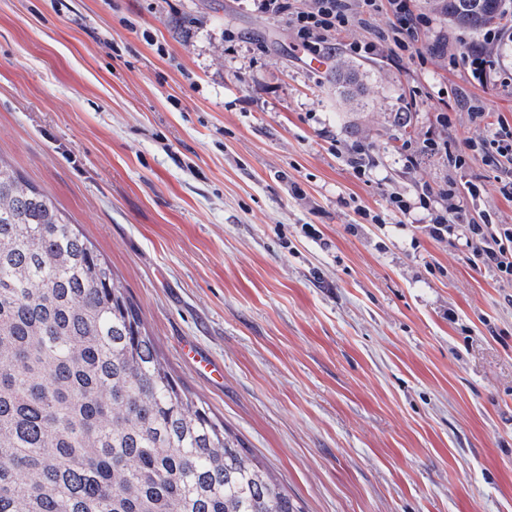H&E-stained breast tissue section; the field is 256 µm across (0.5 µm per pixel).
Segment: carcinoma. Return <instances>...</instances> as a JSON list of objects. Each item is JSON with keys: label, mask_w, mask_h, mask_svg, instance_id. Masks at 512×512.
Listing matches in <instances>:
<instances>
[{"label": "carcinoma", "mask_w": 512, "mask_h": 512, "mask_svg": "<svg viewBox=\"0 0 512 512\" xmlns=\"http://www.w3.org/2000/svg\"><path fill=\"white\" fill-rule=\"evenodd\" d=\"M480 34L508 0H437ZM0 512H301L176 378L112 268L0 163Z\"/></svg>", "instance_id": "cac0c4a2"}]
</instances>
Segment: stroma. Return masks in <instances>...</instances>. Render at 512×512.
I'll return each instance as SVG.
<instances>
[{
	"label": "stroma",
	"instance_id": "stroma-1",
	"mask_svg": "<svg viewBox=\"0 0 512 512\" xmlns=\"http://www.w3.org/2000/svg\"><path fill=\"white\" fill-rule=\"evenodd\" d=\"M409 3L432 21L423 59L353 57L347 101L346 49L317 68L247 0H0V160L302 512H512V286L431 237L416 193L492 180L458 96L512 124V31ZM441 112L462 167L408 169ZM354 145L378 167L357 175Z\"/></svg>",
	"mask_w": 512,
	"mask_h": 512
}]
</instances>
